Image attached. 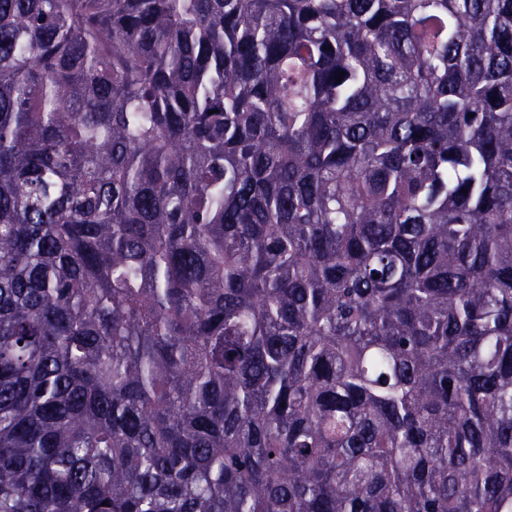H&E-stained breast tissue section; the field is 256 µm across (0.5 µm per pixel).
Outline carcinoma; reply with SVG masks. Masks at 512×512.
<instances>
[{
	"label": "carcinoma",
	"instance_id": "cac0c4a2",
	"mask_svg": "<svg viewBox=\"0 0 512 512\" xmlns=\"http://www.w3.org/2000/svg\"><path fill=\"white\" fill-rule=\"evenodd\" d=\"M0 512H512V0H0Z\"/></svg>",
	"mask_w": 512,
	"mask_h": 512
}]
</instances>
